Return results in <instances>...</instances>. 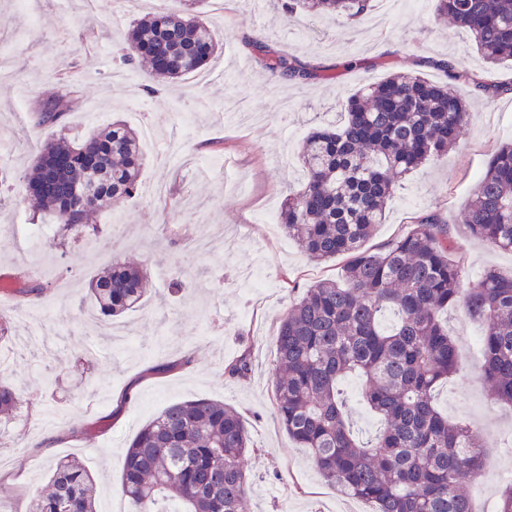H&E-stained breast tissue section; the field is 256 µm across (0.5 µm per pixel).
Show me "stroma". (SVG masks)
Instances as JSON below:
<instances>
[{
  "label": "stroma",
  "instance_id": "1",
  "mask_svg": "<svg viewBox=\"0 0 512 512\" xmlns=\"http://www.w3.org/2000/svg\"><path fill=\"white\" fill-rule=\"evenodd\" d=\"M38 2L30 16L17 0H0V58L10 72L0 80V140L9 143L0 174V280L26 270L47 288L28 307L32 322L14 323L8 342L5 378L25 402L19 419L0 427L1 470L13 487L0 497V512H29L53 464L70 456L98 474V512H128L120 479L129 441L167 406L195 398L223 401L245 420L253 443L246 512H372L369 503L324 481L274 409L279 322L301 290L340 279L345 259L316 263L281 226L261 223L258 214L280 210L297 188L303 141L315 128L339 125L349 96L393 72L442 83L439 62L459 60L474 76L506 90L488 98L456 84L471 102L467 127L447 160L421 167L396 189L372 242L405 234L419 214L434 212L447 220L460 246L466 280L490 268L512 273V252L488 248L461 222L488 153L512 139V62L485 65L466 33L438 17L437 0H399L390 17L376 2L353 21L291 17L278 0H224L219 16L213 0H202L198 10L221 54L150 96L146 64L128 70L118 59L120 43L146 7L135 0L117 24L113 0ZM255 41L316 67L318 77L291 82L272 75L252 50ZM68 66L74 69L64 118L69 139L119 117L138 129L150 124L158 147L144 152L140 191L122 205L123 223H113L111 212L99 213L98 239H72L62 249L51 234L31 244L29 229L44 218L29 209L19 178L54 133L35 127L32 111L65 89L59 73ZM201 225L221 234V242L206 253L184 252L179 239ZM128 260L147 271L148 301L115 319L108 336L95 320L88 278ZM177 277L191 288L174 298L169 285ZM287 279L297 291L284 288ZM448 329L458 369L437 403L449 420L475 427L487 445L486 459L498 476L471 485L468 493L476 512H496L503 479L512 474V407L496 402L478 376L482 327L463 304L449 309ZM246 348L253 359L250 378H228L225 362ZM184 357L190 360L185 368L148 372ZM130 387L131 403L118 407ZM101 416L108 419L102 433L65 440L49 452L31 448L39 435Z\"/></svg>",
  "mask_w": 512,
  "mask_h": 512
}]
</instances>
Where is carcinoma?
Segmentation results:
<instances>
[{"label": "carcinoma", "instance_id": "carcinoma-1", "mask_svg": "<svg viewBox=\"0 0 512 512\" xmlns=\"http://www.w3.org/2000/svg\"><path fill=\"white\" fill-rule=\"evenodd\" d=\"M198 0H174L133 23L121 60L153 58L154 74L179 80L200 70L219 50L211 28L192 13ZM370 0H283L288 14L342 15L355 20ZM438 10L466 31L490 65L512 60V0H438ZM264 67L287 80L316 77L313 69L255 42ZM439 66L451 81H468L494 96L506 91L474 79L460 63ZM59 94L35 110V126L59 123L68 107ZM468 118L464 99L419 75L393 73L344 103L337 129L316 128L301 150L304 180L288 193L280 221L313 260L346 256L342 283L324 280L288 308L277 332L276 414L292 439L310 450L325 481L344 495L370 502L374 512H471L466 487L484 471V444L475 430L448 421L436 407V387L457 366L443 319L464 299L484 325L480 378L497 400L512 404V274L495 269L463 283V263L446 221L427 213L413 229L376 250L364 243L386 220L389 199L409 172L437 161L456 144ZM143 165L139 134L114 121L76 143L60 133L48 140L25 175L37 212L59 218L60 245L72 233H101L90 220L135 196ZM469 233L512 251V143L489 155L464 207ZM29 275L4 292L15 300L43 297ZM146 270L114 263L93 275L88 295L104 324L144 305ZM230 378L251 373V352L224 367ZM361 380V399L381 422L360 440L338 387ZM21 397L0 382V415ZM251 439L240 414L222 401L193 399L166 407L143 425L125 452L121 491L132 512H243ZM93 477L75 457L52 468L30 512H96Z\"/></svg>", "mask_w": 512, "mask_h": 512}]
</instances>
